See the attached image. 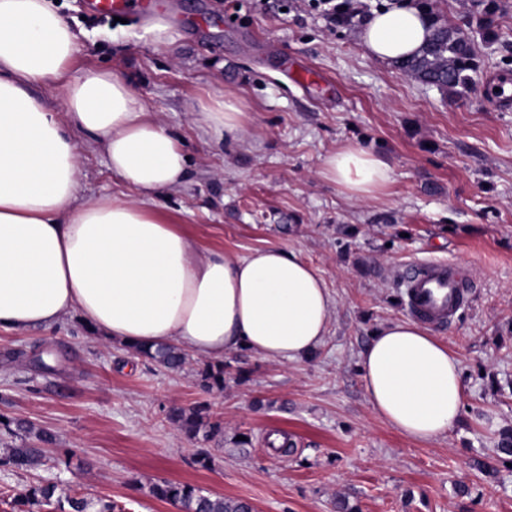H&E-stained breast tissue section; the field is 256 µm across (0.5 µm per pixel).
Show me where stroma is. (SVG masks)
Wrapping results in <instances>:
<instances>
[{
    "mask_svg": "<svg viewBox=\"0 0 512 512\" xmlns=\"http://www.w3.org/2000/svg\"><path fill=\"white\" fill-rule=\"evenodd\" d=\"M180 34L155 47L143 21L89 13L86 0H58L82 31L78 68L106 66L182 139V185L153 212L201 249L244 255L276 244L318 269L337 300L318 353L277 364L230 355L223 390L205 391L202 359L169 371L129 346L106 342L78 319L25 334L0 332L1 423L51 431L46 466L0 467V512L41 479L70 494L108 497L125 512H180L152 498L169 480L249 502L254 512H512V465L498 455L512 429V96L486 93L512 75V0H501L498 39L477 33L475 0H438L448 24L473 38L480 80L445 94L373 61L356 31H330L306 0H160ZM201 17L209 23L188 28ZM235 89L254 123L248 144L217 141L197 121L206 94ZM78 195L136 199L105 154L76 134ZM387 158L383 200L356 202L321 175L336 148ZM417 261H453L469 276V299L433 333L462 362L466 396L455 428L421 445L370 409L359 355L375 329L406 318L395 276ZM208 404L223 437H185L172 407ZM247 434L250 445L235 443ZM296 451L277 456L270 437ZM208 449L211 469L194 457Z\"/></svg>",
    "mask_w": 512,
    "mask_h": 512,
    "instance_id": "obj_1",
    "label": "stroma"
}]
</instances>
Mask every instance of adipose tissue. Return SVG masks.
Masks as SVG:
<instances>
[{"label":"adipose tissue","instance_id":"1","mask_svg":"<svg viewBox=\"0 0 512 512\" xmlns=\"http://www.w3.org/2000/svg\"><path fill=\"white\" fill-rule=\"evenodd\" d=\"M430 23L413 7L380 8L361 41L374 60L416 54ZM79 31L52 0H0V332L50 328L72 315L105 341L170 345L212 362L242 351L294 362L323 344L336 299L319 271L277 245L244 257L200 250L149 207L181 184V138L105 69L75 68ZM64 90L56 111L32 92ZM249 115L231 90L199 104L216 138H241ZM90 135L139 201L78 197L73 131ZM322 174L347 198L376 201L391 182L386 158L348 145ZM372 411L409 440L448 435L465 400L457 353L422 324L378 328L360 355Z\"/></svg>","mask_w":512,"mask_h":512}]
</instances>
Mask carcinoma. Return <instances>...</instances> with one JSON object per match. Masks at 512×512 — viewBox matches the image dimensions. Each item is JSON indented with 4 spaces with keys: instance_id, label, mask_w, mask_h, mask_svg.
I'll use <instances>...</instances> for the list:
<instances>
[{
    "instance_id": "obj_1",
    "label": "carcinoma",
    "mask_w": 512,
    "mask_h": 512,
    "mask_svg": "<svg viewBox=\"0 0 512 512\" xmlns=\"http://www.w3.org/2000/svg\"><path fill=\"white\" fill-rule=\"evenodd\" d=\"M411 5L423 10L429 17L431 36L421 52L413 57L395 62V68L404 76L434 87L441 92L462 95L478 82L479 65L473 42L458 28L448 25L436 11L437 0H408ZM353 0H338L336 15L331 18V30H357L363 20L361 12L351 8ZM500 9L498 0H482V17L479 34L484 42L496 41L495 17ZM135 352L160 366L179 371L187 362V355L168 346L155 349L134 347ZM229 365L207 364L198 371L203 388H224V375ZM170 420L188 438L199 437L208 441L224 435L218 423L209 422L208 406L205 404L189 408L174 407ZM16 429L9 433L21 432V443L5 449L0 455V466L26 471L43 464L47 445L55 443V435L45 429L34 427L24 420H15ZM149 494L160 501L174 504L182 512H250L247 502L221 496L203 495L189 483L159 481L149 486ZM12 512H32L35 507L51 506L54 512H123L112 500L65 496L58 491V484L40 480L25 486L17 492L12 501Z\"/></svg>"
}]
</instances>
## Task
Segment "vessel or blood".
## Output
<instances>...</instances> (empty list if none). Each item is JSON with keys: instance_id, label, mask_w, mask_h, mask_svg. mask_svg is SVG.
Returning a JSON list of instances; mask_svg holds the SVG:
<instances>
[{"instance_id": "obj_1", "label": "vessel or blood", "mask_w": 512, "mask_h": 512, "mask_svg": "<svg viewBox=\"0 0 512 512\" xmlns=\"http://www.w3.org/2000/svg\"><path fill=\"white\" fill-rule=\"evenodd\" d=\"M153 0H93L97 13L136 15L150 12ZM405 309L414 319L430 326L449 322L464 305L468 286L452 262L427 261L405 265L397 279Z\"/></svg>"}]
</instances>
